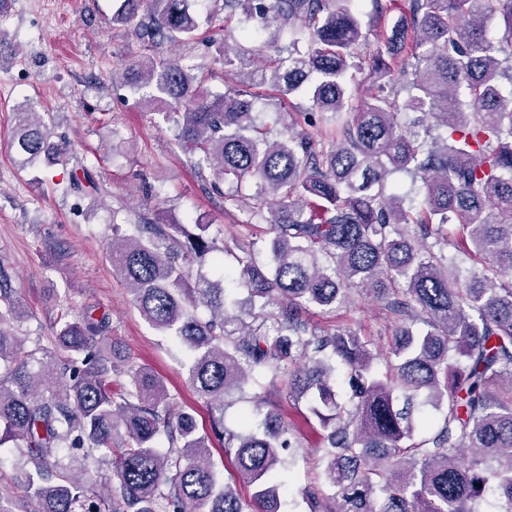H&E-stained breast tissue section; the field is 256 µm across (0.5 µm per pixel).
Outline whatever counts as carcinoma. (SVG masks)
Segmentation results:
<instances>
[{
    "mask_svg": "<svg viewBox=\"0 0 512 512\" xmlns=\"http://www.w3.org/2000/svg\"><path fill=\"white\" fill-rule=\"evenodd\" d=\"M143 2L121 0L112 22L147 45L190 43L217 2L254 24L247 38L274 23L288 35L271 65L224 37L216 61L244 83L216 96L177 62L144 57L122 73L224 201L269 225V257L239 245L238 298L202 272L187 285L217 250L207 224H134L108 244L141 318L185 349L209 434L149 370L128 367L112 390L106 317L66 321L54 350H26L0 260V446L33 512H283L298 444L282 415L256 396L239 431L224 428L255 372L285 400L307 398L323 429L325 487L302 489L309 512H483L489 494L512 512V0H369L368 13L358 0H155L142 15ZM391 11L361 57L364 17ZM366 65L377 91L355 107L348 84ZM266 86L312 102L275 138L258 119ZM15 117L21 166L64 158L38 113L23 104ZM319 124L330 138L308 131ZM398 171L420 201L389 187ZM368 294L395 325L384 375L350 325L325 332L306 317ZM212 435L250 497L221 480ZM100 462L112 479L85 484Z\"/></svg>",
    "mask_w": 512,
    "mask_h": 512,
    "instance_id": "carcinoma-1",
    "label": "carcinoma"
}]
</instances>
